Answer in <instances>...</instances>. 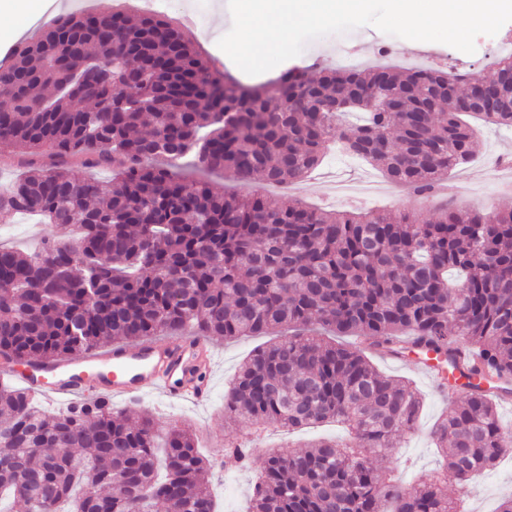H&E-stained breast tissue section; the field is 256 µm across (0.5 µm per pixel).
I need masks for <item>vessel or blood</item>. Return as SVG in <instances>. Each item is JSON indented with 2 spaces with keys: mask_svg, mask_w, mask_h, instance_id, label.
<instances>
[{
  "mask_svg": "<svg viewBox=\"0 0 512 512\" xmlns=\"http://www.w3.org/2000/svg\"><path fill=\"white\" fill-rule=\"evenodd\" d=\"M408 362L431 379L440 370H447L449 385L461 394L469 392L476 381L470 370L471 358L462 352L416 351ZM212 364L213 355L203 340L183 336L115 344L93 354L31 366L20 374L4 365L0 373L18 377L35 394L47 390L60 397H97L134 403L151 386L173 400L189 396L203 403L208 400L210 389L199 384L198 376Z\"/></svg>",
  "mask_w": 512,
  "mask_h": 512,
  "instance_id": "vessel-or-blood-1",
  "label": "vessel or blood"
}]
</instances>
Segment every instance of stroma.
I'll list each match as a JSON object with an SVG mask.
<instances>
[{
    "label": "stroma",
    "mask_w": 512,
    "mask_h": 512,
    "mask_svg": "<svg viewBox=\"0 0 512 512\" xmlns=\"http://www.w3.org/2000/svg\"><path fill=\"white\" fill-rule=\"evenodd\" d=\"M197 3L198 0H168L165 13L176 22L181 21L183 16H194L191 37L197 46L208 53L214 68L227 70L245 84L254 83L258 78L266 81L280 75L281 70L276 67L257 78L245 74L234 63L225 62L224 53L217 45L224 31L215 27L213 14L202 17L196 15ZM65 5L66 0H44L42 13L34 16L17 15L0 22V60L7 56L16 42L34 35L41 26L62 13ZM499 34L502 38L501 46L491 45L486 36L481 35L475 40V52L459 57L455 55L453 47L438 42L413 50L402 39L392 48H385L382 43L383 32L374 26L365 25L358 27L353 38L344 45H336L331 40L312 43L305 53L292 58L291 63L307 69L309 74L315 76L323 69L335 67L339 54L346 50L356 52L363 65L373 62L408 68L433 62L447 70L478 72L489 67L497 57L499 48L512 50V22L503 25ZM501 157L512 158V130L483 128L476 157L448 179L454 205L512 208V177L500 174L497 170V160ZM367 177L385 183L380 171L339 150L331 153L314 172L291 185L273 187L263 178L255 176L249 180L246 189L264 194L275 202L302 199L316 207L335 209L341 207L342 202L334 197V186L343 182L356 185ZM55 232L53 225L37 223L31 217L0 212L1 243L31 247L40 237ZM266 342L263 336H243L234 340L211 338L215 365L208 374L211 398L205 405L196 406L178 401L159 405L147 397L140 404L122 410L123 415L132 421L145 413L154 415L163 431L175 424L190 427L201 450L213 459L214 467L209 477L220 512H246L257 478L256 471L237 469L228 463L224 455L227 443L246 431L244 425L225 422L224 394L241 364ZM373 362L385 375L412 382L424 397L423 410L415 430L406 434L395 450L394 479L407 485L434 475L441 468L443 459L432 444L431 430L446 410L447 400L413 367L400 366L378 356L374 357ZM323 436L344 439L348 433L337 423L293 432L271 427L254 441L253 453L261 456L271 450L282 451ZM507 493H512V458L502 459L494 470L475 475L466 493H459L453 485L448 488L450 497L460 498L463 512H496L501 496Z\"/></svg>",
    "instance_id": "obj_1"
}]
</instances>
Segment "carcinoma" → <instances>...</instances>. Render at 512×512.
Segmentation results:
<instances>
[{
    "instance_id": "carcinoma-1",
    "label": "carcinoma",
    "mask_w": 512,
    "mask_h": 512,
    "mask_svg": "<svg viewBox=\"0 0 512 512\" xmlns=\"http://www.w3.org/2000/svg\"><path fill=\"white\" fill-rule=\"evenodd\" d=\"M114 77L98 78L100 65ZM512 99V53L494 63ZM470 72L287 71L258 85L228 83L183 32L155 14L66 15L0 64V146L52 163L32 167L0 210L57 228L32 250L0 246V357L29 366L77 357L112 340H145L192 326L226 340L280 331L238 370L224 417L294 429L336 420L352 441L324 439L253 457L250 512H459L464 491L512 448L496 395L450 401L432 432L444 472L405 486L387 477L422 397L381 373L364 349L324 338L358 336L375 351L410 334L433 351L478 352L473 373L512 379V209H313L228 193L211 179L270 184L306 176L330 143L429 198L475 154L464 120L512 128V110L476 112ZM401 109L382 112L375 91ZM110 99L117 112L99 111ZM340 102L336 112L323 109ZM350 112L363 117L350 128ZM193 156L192 171L180 161ZM112 167L101 182L68 165ZM208 466L188 428L159 437L145 415L128 425L104 400L50 411L25 389L0 387V497L41 512H216Z\"/></svg>"
}]
</instances>
